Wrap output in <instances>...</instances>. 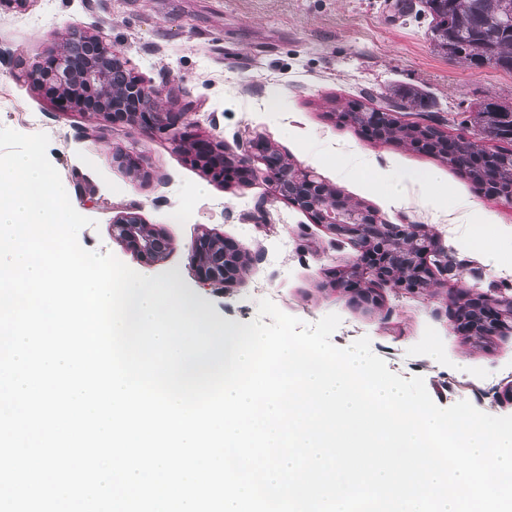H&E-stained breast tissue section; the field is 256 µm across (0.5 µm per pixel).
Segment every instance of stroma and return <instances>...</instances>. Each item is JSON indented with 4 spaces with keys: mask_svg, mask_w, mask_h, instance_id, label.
Masks as SVG:
<instances>
[{
    "mask_svg": "<svg viewBox=\"0 0 512 512\" xmlns=\"http://www.w3.org/2000/svg\"><path fill=\"white\" fill-rule=\"evenodd\" d=\"M78 25L107 35L147 85L170 84L189 111L174 128L141 133L122 121L59 111L25 72L44 61L53 40ZM430 16L421 0H29L0 7V127L45 133L47 156L73 207L91 219L78 239L113 253L133 270L179 274L182 287L216 319L244 324L257 302L312 324L335 313L340 348L369 337L374 354L403 378L422 376L441 407L466 400L494 416L512 415L502 396L512 384V333L463 336L448 288L512 294V203L487 197L467 176L429 153L369 141L341 114L351 101L389 106L392 88H413L426 105L398 112L404 124L433 126L474 142L466 118L481 104L512 106V73L468 65L433 51ZM277 99L279 112L267 109ZM212 134L228 152L245 153L262 137L290 154L341 195L389 224H423L454 267L439 271L427 293L377 288V304L332 288L349 268L351 243L273 196L258 177L224 186L181 148L182 139ZM141 154L146 177L116 161ZM435 169V198L407 186L401 202L385 183L409 170ZM137 210L162 229L172 249L145 264L112 237V218ZM250 250L255 263L241 282L202 287L189 261L201 227Z\"/></svg>",
    "mask_w": 512,
    "mask_h": 512,
    "instance_id": "1",
    "label": "stroma"
}]
</instances>
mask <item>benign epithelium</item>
Wrapping results in <instances>:
<instances>
[{
	"label": "benign epithelium",
	"mask_w": 512,
	"mask_h": 512,
	"mask_svg": "<svg viewBox=\"0 0 512 512\" xmlns=\"http://www.w3.org/2000/svg\"><path fill=\"white\" fill-rule=\"evenodd\" d=\"M129 67L124 52L98 32L78 27L52 42L48 60L26 71L28 82L52 92L64 108L91 110L106 120L124 121L139 131L165 130L180 123L188 106L174 110L164 104V90L146 85L137 75L118 92L112 90V69ZM252 151L242 156L224 153V144L197 136L184 151L214 179L227 173L246 180L263 174L274 196L311 215L313 221L349 240L357 251L356 262L335 274L336 288L367 290L366 303L377 302L374 285L411 291L428 290L436 284L435 270L447 258V250L421 224H381L376 214L336 196V190L312 172L297 167L292 157L262 138L252 142ZM112 235L141 259L154 263L164 259L171 240L134 211H122L112 219ZM190 264L198 282L209 288H229L252 262L249 252L209 229H203L189 249ZM458 305L457 330L468 337L512 332V296H473L465 288L449 289Z\"/></svg>",
	"instance_id": "7a95c632"
}]
</instances>
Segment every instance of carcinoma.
<instances>
[{
	"mask_svg": "<svg viewBox=\"0 0 512 512\" xmlns=\"http://www.w3.org/2000/svg\"><path fill=\"white\" fill-rule=\"evenodd\" d=\"M435 0H421L424 11L431 16L430 44L434 51L448 57L463 53L462 59L472 63L489 56L496 58L497 67L512 72V59L503 56L512 47V0H446V6L434 5ZM397 108L417 109L423 97L415 89L396 93ZM473 127L498 142L490 165L497 175L492 190L507 193L512 190V143L507 135L512 126V108L505 105H481L467 119Z\"/></svg>",
	"mask_w": 512,
	"mask_h": 512,
	"instance_id": "1",
	"label": "carcinoma"
}]
</instances>
